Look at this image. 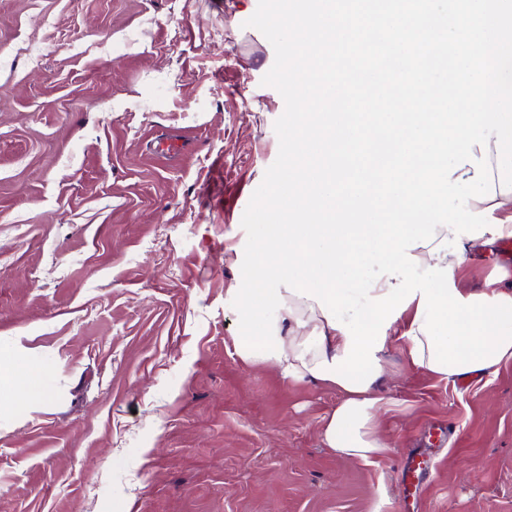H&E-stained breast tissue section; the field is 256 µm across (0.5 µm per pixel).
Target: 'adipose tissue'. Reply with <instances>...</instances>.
I'll return each mask as SVG.
<instances>
[{"label": "adipose tissue", "mask_w": 512, "mask_h": 512, "mask_svg": "<svg viewBox=\"0 0 512 512\" xmlns=\"http://www.w3.org/2000/svg\"><path fill=\"white\" fill-rule=\"evenodd\" d=\"M285 309L278 314V328L287 329L283 339L281 359L251 357L249 365L274 368L286 380L314 381L313 369L317 363L343 355L347 337L343 331L331 327L315 301L293 294H285ZM403 322L392 323L386 330L387 342H400L410 367L429 370L427 338L419 333L415 319L416 305H409ZM341 398L325 416L321 429V442L336 455L366 463L377 461L385 451L378 430L380 414L390 400L380 392L379 383H371L362 392L338 385Z\"/></svg>", "instance_id": "1"}]
</instances>
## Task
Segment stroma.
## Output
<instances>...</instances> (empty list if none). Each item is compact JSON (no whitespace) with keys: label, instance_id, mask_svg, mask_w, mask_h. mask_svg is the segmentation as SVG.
<instances>
[{"label":"stroma","instance_id":"35a3bbf8","mask_svg":"<svg viewBox=\"0 0 512 512\" xmlns=\"http://www.w3.org/2000/svg\"><path fill=\"white\" fill-rule=\"evenodd\" d=\"M257 6L0 0V370L47 392L0 394V512H512V363L463 388L390 346L367 464L321 443L336 390L237 358L285 110Z\"/></svg>","mask_w":512,"mask_h":512}]
</instances>
